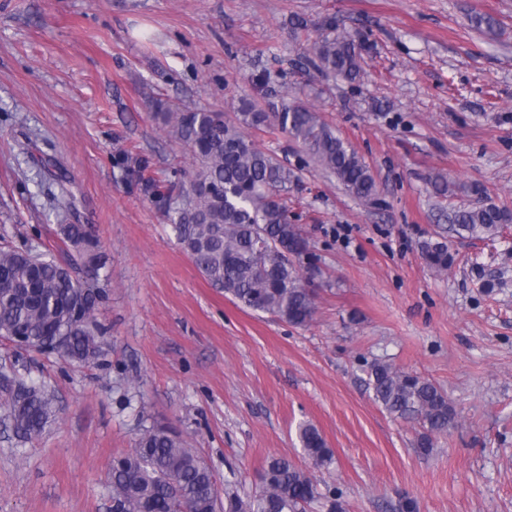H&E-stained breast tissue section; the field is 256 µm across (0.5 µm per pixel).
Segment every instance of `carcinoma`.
<instances>
[{"instance_id":"obj_1","label":"carcinoma","mask_w":512,"mask_h":512,"mask_svg":"<svg viewBox=\"0 0 512 512\" xmlns=\"http://www.w3.org/2000/svg\"><path fill=\"white\" fill-rule=\"evenodd\" d=\"M314 44L315 67L350 81L361 77L364 43L324 21ZM152 117L172 130L191 161L189 181L173 169L164 178L145 176L149 161L126 166L128 179L163 205L174 236L208 283L243 309L268 313L295 327L310 324L316 313L318 268L306 271L294 258L306 252V240L290 222L282 195L299 181L298 173L260 149L250 129L275 127L299 142L343 190L360 201L377 193L375 178L358 153L301 102L271 105L259 111L243 104L234 122L221 110L180 109L153 103ZM475 202L448 212V234L461 238L495 237L512 223V211L488 203L474 186ZM61 251L68 262L0 247V339L21 337L38 352L62 338L58 358L81 365L103 355V332L95 312L104 299L74 275L77 263L99 275L100 241L86 224H60ZM423 255L433 268L448 269V244L427 242ZM373 400L389 414L418 424V451L427 454L433 437L454 427L455 407L432 381L375 361L367 368ZM7 417L23 441L40 437L56 416L55 397L43 383L17 381L5 387ZM308 461L299 468L273 458L253 495L224 490L219 499L210 466L175 431L160 425L141 430L128 453L112 459L108 482L112 512H303L324 500L327 512H343L340 495L318 488L315 472L327 468L332 451L311 424L298 428Z\"/></svg>"}]
</instances>
